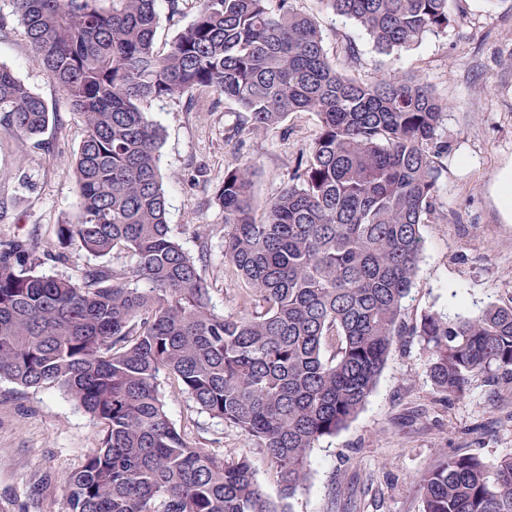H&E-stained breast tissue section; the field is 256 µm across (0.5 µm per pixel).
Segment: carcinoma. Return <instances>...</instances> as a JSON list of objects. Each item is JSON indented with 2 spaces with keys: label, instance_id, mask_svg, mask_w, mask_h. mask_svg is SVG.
Here are the masks:
<instances>
[{
  "label": "carcinoma",
  "instance_id": "obj_1",
  "mask_svg": "<svg viewBox=\"0 0 512 512\" xmlns=\"http://www.w3.org/2000/svg\"><path fill=\"white\" fill-rule=\"evenodd\" d=\"M163 56L158 0H11L35 57L85 125L74 154L76 224L57 246L129 271L80 280L33 274L35 248L0 244V378L54 384L102 426V447L64 482L68 512H289L316 443L356 417L400 336L421 345L444 396L488 372L512 381V302L464 317L402 320L435 210L446 104L424 81L360 83L336 70L291 0H197ZM384 54L454 21L450 0H326ZM213 88L255 128L315 112L321 132L288 186L253 217V173L228 168L224 262L243 313L214 311L196 260L174 239L159 169L161 134L141 104ZM50 112L0 65V125L36 138ZM265 452L269 500L247 456L189 445L160 377ZM423 512H512V457L444 458L418 482Z\"/></svg>",
  "mask_w": 512,
  "mask_h": 512
}]
</instances>
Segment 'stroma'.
Returning a JSON list of instances; mask_svg holds the SVG:
<instances>
[{"label": "stroma", "instance_id": "35a3bbf8", "mask_svg": "<svg viewBox=\"0 0 512 512\" xmlns=\"http://www.w3.org/2000/svg\"><path fill=\"white\" fill-rule=\"evenodd\" d=\"M311 17L338 70L370 82L384 74L426 81L448 110L438 131L450 144L442 159L435 211L421 228L422 250L403 319L425 312L451 318L512 300V223L497 207L491 187L512 165V0H451L457 24L428 34L407 50L379 53L355 21L325 0H293ZM0 0V64L46 102L51 119L40 141L0 126V242H37L47 248L58 224L77 223L74 153L84 137L82 119L39 67L24 30ZM155 48L167 53L195 14V0L179 13L158 5ZM357 50L348 59L346 45ZM163 140L160 170L168 222L183 250L197 261L216 312L238 315V283L224 263V212L214 192L225 168L253 171L255 216L287 186L297 157L319 134L313 112H292L280 124L254 130L237 104L211 89L145 102ZM126 255L94 257L71 247L62 258H42L39 275L79 279L99 265L121 274ZM169 419L187 442L232 458L248 454L271 499L279 486L263 452L233 427L202 412L173 380L161 382ZM101 427L55 385L27 388L0 379V512H67L63 483L99 448ZM493 464L512 457V383L475 373L464 393L438 394L412 337L393 344L379 381L356 419L321 439L312 452L305 489L291 512H423L420 477L460 450Z\"/></svg>", "mask_w": 512, "mask_h": 512}]
</instances>
